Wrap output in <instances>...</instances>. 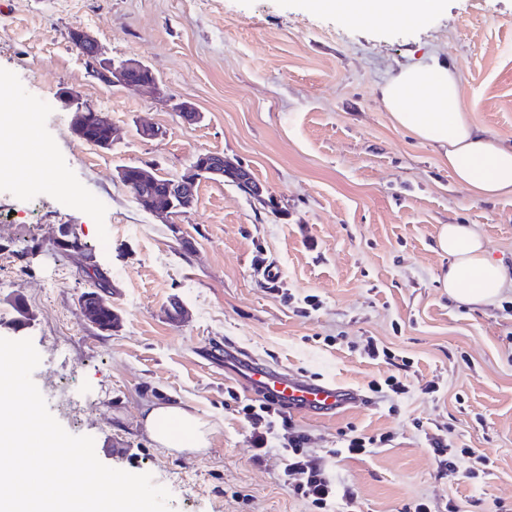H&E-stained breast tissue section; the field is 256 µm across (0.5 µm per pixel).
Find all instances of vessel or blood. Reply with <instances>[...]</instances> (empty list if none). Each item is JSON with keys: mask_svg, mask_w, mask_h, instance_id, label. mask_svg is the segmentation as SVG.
Returning a JSON list of instances; mask_svg holds the SVG:
<instances>
[{"mask_svg": "<svg viewBox=\"0 0 512 512\" xmlns=\"http://www.w3.org/2000/svg\"><path fill=\"white\" fill-rule=\"evenodd\" d=\"M224 372L263 395L268 403L301 413L331 416L359 400L355 389L300 377L288 369L272 367L234 348L224 351Z\"/></svg>", "mask_w": 512, "mask_h": 512, "instance_id": "obj_1", "label": "vessel or blood"}]
</instances>
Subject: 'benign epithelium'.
I'll return each mask as SVG.
<instances>
[{
    "instance_id": "1",
    "label": "benign epithelium",
    "mask_w": 512,
    "mask_h": 512,
    "mask_svg": "<svg viewBox=\"0 0 512 512\" xmlns=\"http://www.w3.org/2000/svg\"><path fill=\"white\" fill-rule=\"evenodd\" d=\"M71 42L85 63L88 75L99 83L107 87L148 88L156 97H166L161 82L150 66L143 61L136 58L115 60L105 56L98 40L82 28L71 31ZM58 100L65 109L73 112V130L79 128L84 113L93 111V108L74 92L65 91L58 96ZM233 174L239 176V182L244 184L250 197L256 200L263 199V189L253 182L245 169L228 161L222 155H215L210 161L201 164L198 163V159H193L184 172L169 178L167 186L162 190L156 189L157 179L153 168L139 170L140 191L135 201L145 211L169 224L171 218L179 214L180 210L193 205L195 188L201 180L224 179ZM80 307L90 322L97 325L101 322V311L106 309V304L101 296L94 295L82 298Z\"/></svg>"
}]
</instances>
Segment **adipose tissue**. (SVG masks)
Returning a JSON list of instances; mask_svg holds the SVG:
<instances>
[{
    "instance_id": "adipose-tissue-1",
    "label": "adipose tissue",
    "mask_w": 512,
    "mask_h": 512,
    "mask_svg": "<svg viewBox=\"0 0 512 512\" xmlns=\"http://www.w3.org/2000/svg\"><path fill=\"white\" fill-rule=\"evenodd\" d=\"M356 23L414 24L440 11L444 0H320ZM395 123L421 143L438 149L455 180L479 199L512 196V145L473 126L463 110L455 70L439 57L403 67L379 88ZM430 108L420 111L417 98ZM438 250L450 262L442 284L457 302L477 308L512 290V267L492 257L483 238L470 225H441ZM151 438L162 447L197 449L208 444V429L184 407L151 406L144 418Z\"/></svg>"
}]
</instances>
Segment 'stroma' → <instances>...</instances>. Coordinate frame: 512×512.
<instances>
[{"instance_id": "1", "label": "stroma", "mask_w": 512, "mask_h": 512, "mask_svg": "<svg viewBox=\"0 0 512 512\" xmlns=\"http://www.w3.org/2000/svg\"><path fill=\"white\" fill-rule=\"evenodd\" d=\"M78 27L107 56L149 65L167 100L92 80L69 39ZM434 55L454 66L470 121L511 145L512 0H445L406 26L356 24L314 0H0V92L33 113L21 138L37 149L27 173L0 175V252L14 257L0 280V337L32 340V378L56 420L93 437L103 464L151 474L170 512H313L280 483L277 454L253 465L237 408L254 397L224 375L228 343L364 395L332 419L292 418L308 453L355 490L337 512H402L416 498L433 512L450 502L512 512V292L459 304L436 246L440 225L469 224L511 264L512 196L472 197L378 92ZM64 89L108 114L110 149L74 136L56 100ZM181 102L202 120L184 123ZM145 124L162 137L141 138ZM202 153L247 170L262 200L204 179L193 207L164 224L117 178L144 164L172 177ZM65 229L91 258L58 253ZM90 261L112 284L105 302L120 325L109 332L79 305ZM268 266L275 277L262 276ZM371 339L395 363L370 359ZM391 375L407 394L372 392ZM63 383L75 395L69 414L53 396ZM157 401L206 421L207 447L155 443L144 410ZM351 431L392 440L333 456ZM434 433L459 449L455 472L428 453ZM480 457L483 473L468 478Z\"/></svg>"}]
</instances>
